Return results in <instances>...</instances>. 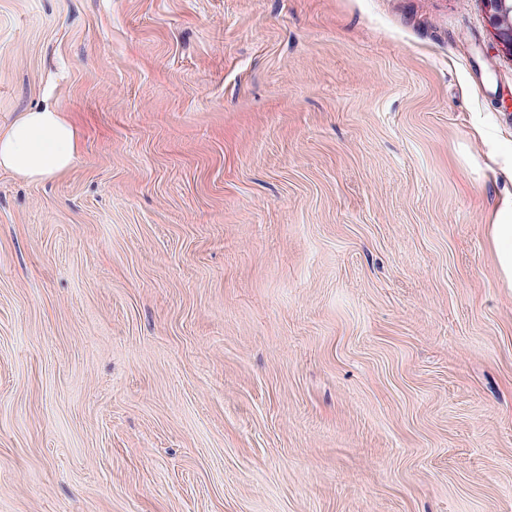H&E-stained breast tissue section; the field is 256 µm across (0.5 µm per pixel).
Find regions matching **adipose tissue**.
<instances>
[{
    "label": "adipose tissue",
    "instance_id": "obj_1",
    "mask_svg": "<svg viewBox=\"0 0 512 512\" xmlns=\"http://www.w3.org/2000/svg\"><path fill=\"white\" fill-rule=\"evenodd\" d=\"M79 147L76 125L48 99L0 127V170L29 181L56 176L73 164ZM488 233L501 283L512 288V197L502 200Z\"/></svg>",
    "mask_w": 512,
    "mask_h": 512
}]
</instances>
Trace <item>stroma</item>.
Returning a JSON list of instances; mask_svg holds the SVG:
<instances>
[{"mask_svg":"<svg viewBox=\"0 0 512 512\" xmlns=\"http://www.w3.org/2000/svg\"><path fill=\"white\" fill-rule=\"evenodd\" d=\"M0 512H512V55L483 0H0ZM79 147L76 125L48 95L44 104L0 127V170L29 181L43 180L66 172ZM488 233L501 283L505 288H512V197L502 200Z\"/></svg>","mask_w":512,"mask_h":512,"instance_id":"stroma-1","label":"stroma"}]
</instances>
